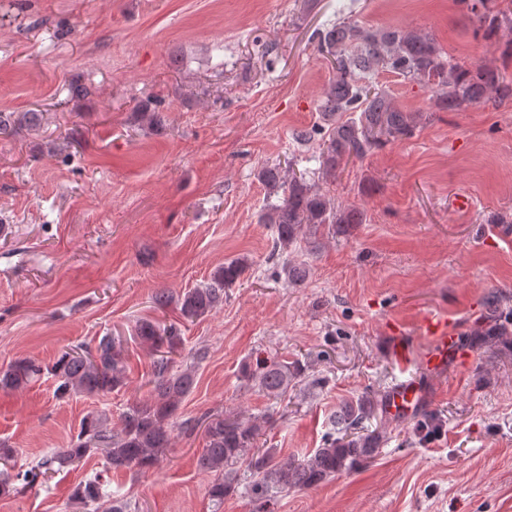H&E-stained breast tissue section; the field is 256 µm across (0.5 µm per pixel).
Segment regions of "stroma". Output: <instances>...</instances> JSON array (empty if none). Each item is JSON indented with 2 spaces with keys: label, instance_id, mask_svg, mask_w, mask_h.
Returning a JSON list of instances; mask_svg holds the SVG:
<instances>
[{
  "label": "stroma",
  "instance_id": "stroma-1",
  "mask_svg": "<svg viewBox=\"0 0 512 512\" xmlns=\"http://www.w3.org/2000/svg\"><path fill=\"white\" fill-rule=\"evenodd\" d=\"M343 19L416 28L449 63L512 73L502 58L512 33L476 37L456 0H0V112L11 123L0 135V368L50 365L108 333L126 340L129 368L104 396L56 399L47 374L0 391V443L16 467L67 447L88 413L119 428L148 396L152 355L137 323L178 321L155 294L202 286L237 257L250 267L223 306L182 327L175 361L196 384L176 419L270 415L258 443L285 458L322 447L344 402L383 399L401 380L390 325L418 357L419 313L469 337L493 294L512 332V223L496 221L512 215V101L437 112L428 88L378 71L396 104L421 113L419 128L324 177L317 142L295 134L328 127L319 106L335 72L313 33ZM75 80L88 94H71ZM275 164L364 212L289 248L306 271L296 285L275 275L259 222L270 191L257 172ZM472 355L423 378L417 416L433 415L436 433L386 421L379 454L356 470L263 507L241 488L221 512H512V352ZM259 358L301 366L285 398L244 377ZM204 446L174 429L156 465L112 474V487L128 512H212ZM102 464L94 455L0 496V512H94L70 496Z\"/></svg>",
  "mask_w": 512,
  "mask_h": 512
}]
</instances>
